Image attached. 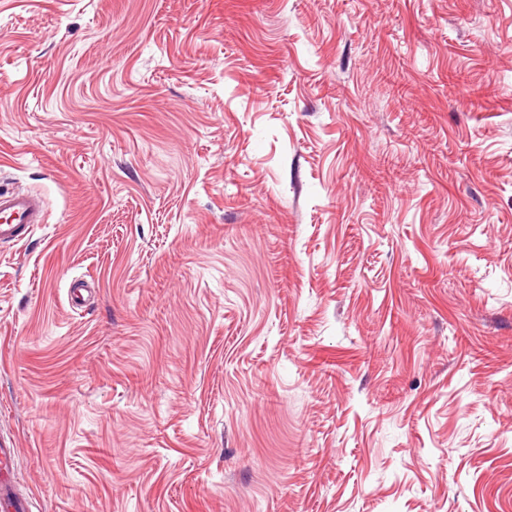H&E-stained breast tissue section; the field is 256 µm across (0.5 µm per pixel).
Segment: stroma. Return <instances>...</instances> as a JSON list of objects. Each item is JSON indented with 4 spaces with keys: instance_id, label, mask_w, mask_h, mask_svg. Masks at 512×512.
I'll use <instances>...</instances> for the list:
<instances>
[{
    "instance_id": "35a3bbf8",
    "label": "stroma",
    "mask_w": 512,
    "mask_h": 512,
    "mask_svg": "<svg viewBox=\"0 0 512 512\" xmlns=\"http://www.w3.org/2000/svg\"><path fill=\"white\" fill-rule=\"evenodd\" d=\"M6 189L32 512H512V0H0ZM44 201L21 190L0 192V243L23 241L34 224L44 223Z\"/></svg>"
}]
</instances>
